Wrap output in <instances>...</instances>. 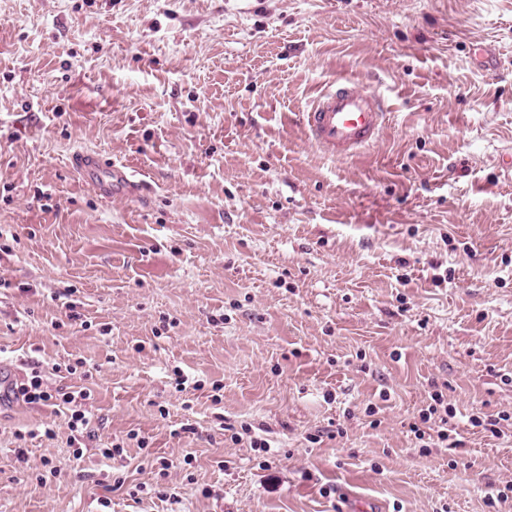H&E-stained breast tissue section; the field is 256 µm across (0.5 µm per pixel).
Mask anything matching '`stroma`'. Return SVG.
Masks as SVG:
<instances>
[{"instance_id":"1","label":"stroma","mask_w":512,"mask_h":512,"mask_svg":"<svg viewBox=\"0 0 512 512\" xmlns=\"http://www.w3.org/2000/svg\"><path fill=\"white\" fill-rule=\"evenodd\" d=\"M343 79L387 118L337 158ZM505 155L512 0H0V379L93 393L78 459L0 405V512H512ZM304 114L309 139L337 157L352 156L375 141L386 117L374 94L348 81L322 92ZM72 162L80 178L103 200L130 197L140 191V183L125 164L90 151L75 152Z\"/></svg>"}]
</instances>
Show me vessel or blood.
<instances>
[{"label":"vessel or blood","instance_id":"obj_1","mask_svg":"<svg viewBox=\"0 0 512 512\" xmlns=\"http://www.w3.org/2000/svg\"><path fill=\"white\" fill-rule=\"evenodd\" d=\"M385 117L374 94L346 82L314 100L305 114V126L317 147L347 157L376 140ZM72 162L80 178L101 199L130 197L140 189L127 165L116 164L99 153L78 151Z\"/></svg>","mask_w":512,"mask_h":512}]
</instances>
